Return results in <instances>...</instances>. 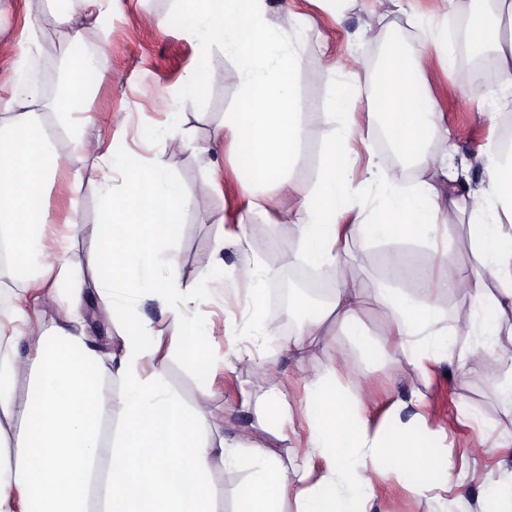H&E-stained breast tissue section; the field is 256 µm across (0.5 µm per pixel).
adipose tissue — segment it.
Listing matches in <instances>:
<instances>
[{"label":"adipose tissue","instance_id":"obj_1","mask_svg":"<svg viewBox=\"0 0 512 512\" xmlns=\"http://www.w3.org/2000/svg\"><path fill=\"white\" fill-rule=\"evenodd\" d=\"M474 47L487 54L512 107V41L503 42L504 20H512V0H471ZM28 15L47 23L70 41L80 26L112 12V0H25ZM178 22L201 61L222 54L235 65L238 99L215 131L234 155V173L249 214L294 225L300 259L331 273L336 286L320 310L289 304L297 319L286 346L296 362L316 349H329L346 333L370 363L402 351L420 376L430 364L464 361L474 348L459 336H480L503 375L501 394L512 400V150L491 143L484 154L485 180L473 183L469 164L435 167L447 154L448 137L433 108L423 107L424 76L418 63L424 50L389 40L381 71L382 93L375 121L392 143L416 161L411 184L381 168L369 139L355 151L352 110L358 76L327 69L328 109L301 107L297 75L302 68V31L286 29L272 15L268 0H171L158 27ZM92 86L83 71L72 72L53 97L37 86L15 82L0 96V245L12 258L15 281L31 295L33 307L16 308L11 318L23 331L0 336V512H218L210 480L214 462L225 469H253L234 490L235 512H284L288 495L296 512H370L369 490L380 474L407 475L418 495L439 487L451 467L422 426L421 414L372 423L373 402L336 380L337 365L306 377L300 409L309 427V449L300 463L287 465L250 437L233 441L213 435L208 420L212 397L202 385L185 405L166 383L163 365L145 369L159 350L153 321L134 318L123 303L107 307L118 331L116 351L95 346L86 332L80 292L91 285L102 296L131 292L158 302L175 321L191 328L183 340L200 376L211 372L206 353L215 329L200 313L201 297L184 282L173 244V230L192 200L181 189L169 162L190 149L181 130L182 114L170 109L164 126L150 129L148 142L162 150L144 156L128 149L78 141L90 120ZM56 120L76 151H64L48 133ZM323 125V145L311 166L300 168L307 150L305 133ZM366 153L365 180L378 194L356 224L339 223L352 210L353 174ZM79 168L102 189L100 215L93 228L101 256L88 279L75 278L62 246L49 237L46 187L61 171ZM310 185L295 206L277 207L294 171ZM466 224L462 241L478 260L466 281H439L451 260L439 242L445 229ZM378 242L410 240L433 253L416 267L409 286L369 288L345 274L344 243L356 236ZM248 257L238 271L253 283L260 247L244 236L231 242ZM459 294L452 327H444L438 306L442 294ZM253 341L278 340L280 326L263 313L264 293L252 290ZM57 304V318L45 319L38 301ZM373 303L385 331L368 336L359 323ZM26 343L27 355L18 352ZM261 428L281 427L293 408L272 384L253 403Z\"/></svg>","mask_w":512,"mask_h":512}]
</instances>
